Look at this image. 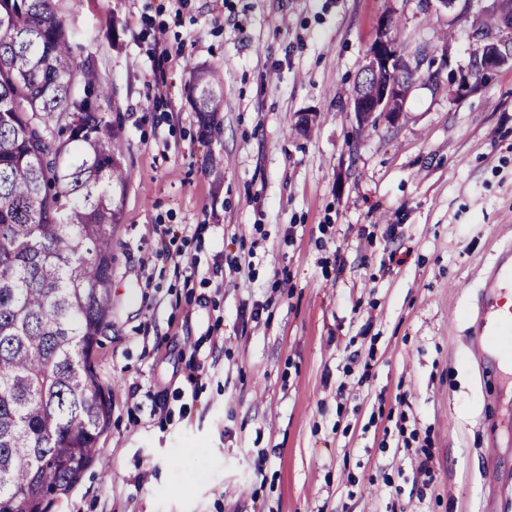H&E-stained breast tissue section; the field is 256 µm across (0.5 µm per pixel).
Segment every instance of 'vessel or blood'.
<instances>
[{
  "label": "vessel or blood",
  "mask_w": 512,
  "mask_h": 512,
  "mask_svg": "<svg viewBox=\"0 0 512 512\" xmlns=\"http://www.w3.org/2000/svg\"><path fill=\"white\" fill-rule=\"evenodd\" d=\"M512 289V243L499 249L480 284L472 309L469 341L482 374H497L503 352L512 353V314L501 315L503 294Z\"/></svg>",
  "instance_id": "1"
}]
</instances>
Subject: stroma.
<instances>
[{
	"instance_id": "35a3bbf8",
	"label": "stroma",
	"mask_w": 512,
	"mask_h": 512,
	"mask_svg": "<svg viewBox=\"0 0 512 512\" xmlns=\"http://www.w3.org/2000/svg\"><path fill=\"white\" fill-rule=\"evenodd\" d=\"M53 2L132 178L93 359L112 413L50 512H483L492 469L512 512V411L468 347L512 240V62L464 91L420 70L368 125L349 105L382 16L464 73L495 0ZM195 67L224 79L208 141Z\"/></svg>"
}]
</instances>
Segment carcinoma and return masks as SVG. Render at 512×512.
Returning a JSON list of instances; mask_svg holds the SVG:
<instances>
[{"instance_id": "carcinoma-1", "label": "carcinoma", "mask_w": 512, "mask_h": 512, "mask_svg": "<svg viewBox=\"0 0 512 512\" xmlns=\"http://www.w3.org/2000/svg\"><path fill=\"white\" fill-rule=\"evenodd\" d=\"M109 89L53 0H0V512H49L112 411L93 354L112 323V226L131 180ZM224 83L193 71L202 137Z\"/></svg>"}]
</instances>
